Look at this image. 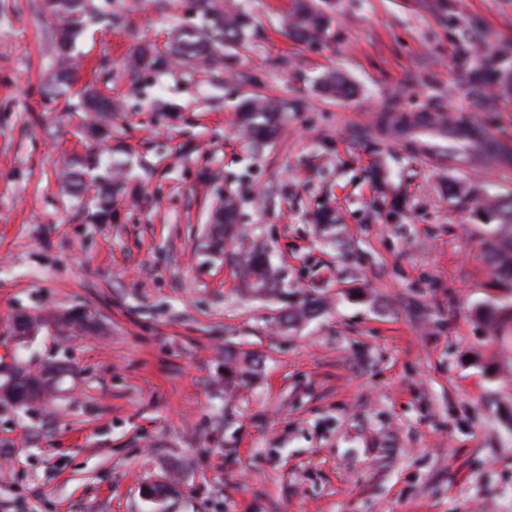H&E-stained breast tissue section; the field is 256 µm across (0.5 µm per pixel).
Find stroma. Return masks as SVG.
Masks as SVG:
<instances>
[{
    "mask_svg": "<svg viewBox=\"0 0 512 512\" xmlns=\"http://www.w3.org/2000/svg\"><path fill=\"white\" fill-rule=\"evenodd\" d=\"M93 2L64 93L42 0H0V364L58 366L43 404L0 402V512H512V322L480 316L512 285L478 216L479 191L512 197V153L428 166L414 133L443 113L512 146V0H315L310 42L292 0H221L242 42L160 70L131 54L203 29L197 0ZM81 88L111 98V135ZM256 94L284 106L273 140L238 127ZM228 196L311 318L282 327L284 300L244 288L241 241L206 251ZM71 311L86 329L13 336ZM228 350L257 373L229 383ZM289 23L295 38L312 40L317 38L325 29L327 18L309 0L298 1Z\"/></svg>",
    "mask_w": 512,
    "mask_h": 512,
    "instance_id": "35a3bbf8",
    "label": "stroma"
}]
</instances>
